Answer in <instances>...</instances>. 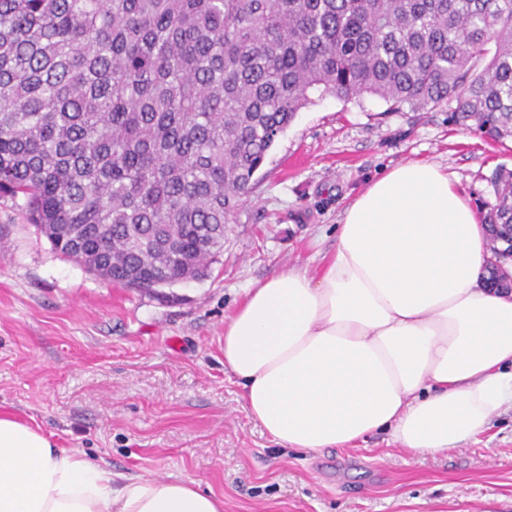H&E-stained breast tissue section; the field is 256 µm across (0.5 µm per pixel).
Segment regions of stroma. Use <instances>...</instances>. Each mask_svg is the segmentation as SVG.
Instances as JSON below:
<instances>
[{"label": "stroma", "mask_w": 512, "mask_h": 512, "mask_svg": "<svg viewBox=\"0 0 512 512\" xmlns=\"http://www.w3.org/2000/svg\"><path fill=\"white\" fill-rule=\"evenodd\" d=\"M450 115L315 98L231 212L207 276L153 292L88 272L28 222L23 199L0 198V415L126 476L196 481L224 512H512L511 406L442 453L386 433L303 452L263 433L224 367V319L246 288L319 267L346 206L390 167L438 163L487 214L512 138Z\"/></svg>", "instance_id": "35a3bbf8"}]
</instances>
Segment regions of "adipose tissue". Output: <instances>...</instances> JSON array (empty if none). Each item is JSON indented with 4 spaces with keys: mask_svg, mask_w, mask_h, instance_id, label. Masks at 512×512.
Segmentation results:
<instances>
[{
    "mask_svg": "<svg viewBox=\"0 0 512 512\" xmlns=\"http://www.w3.org/2000/svg\"><path fill=\"white\" fill-rule=\"evenodd\" d=\"M485 226L440 165L397 164L345 208L318 272L245 292L224 366L278 444L344 448L386 432L438 453L512 404V293L488 288ZM0 512H224L181 479H120L0 416Z\"/></svg>",
    "mask_w": 512,
    "mask_h": 512,
    "instance_id": "obj_1",
    "label": "adipose tissue"
}]
</instances>
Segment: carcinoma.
Returning a JSON list of instances; mask_svg holds the SVG:
<instances>
[{"label":"carcinoma","mask_w":512,"mask_h":512,"mask_svg":"<svg viewBox=\"0 0 512 512\" xmlns=\"http://www.w3.org/2000/svg\"><path fill=\"white\" fill-rule=\"evenodd\" d=\"M315 93L512 137V0H0V197L114 284L198 280Z\"/></svg>","instance_id":"carcinoma-1"}]
</instances>
